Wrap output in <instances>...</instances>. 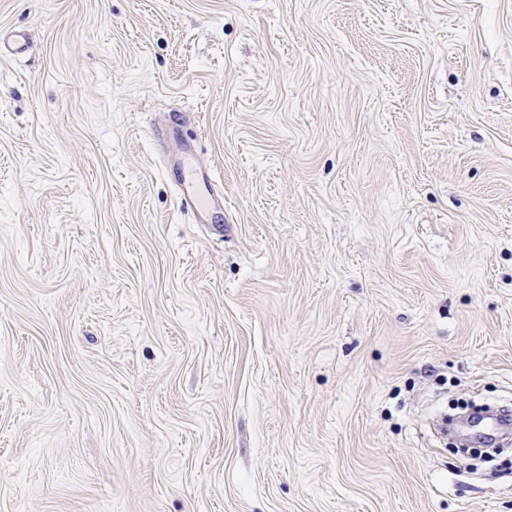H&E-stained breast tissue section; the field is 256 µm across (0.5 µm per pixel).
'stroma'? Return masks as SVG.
<instances>
[{"mask_svg": "<svg viewBox=\"0 0 512 512\" xmlns=\"http://www.w3.org/2000/svg\"><path fill=\"white\" fill-rule=\"evenodd\" d=\"M462 393L512 404V0H0V512H512ZM167 168L178 173L181 207L190 210L197 223H207L206 217L214 209H224V194L214 187L212 174L196 163L188 141L182 143L175 156L171 157L168 151Z\"/></svg>", "mask_w": 512, "mask_h": 512, "instance_id": "stroma-1", "label": "stroma"}]
</instances>
